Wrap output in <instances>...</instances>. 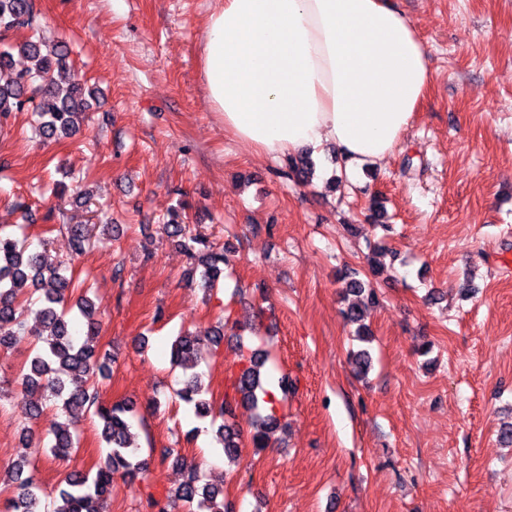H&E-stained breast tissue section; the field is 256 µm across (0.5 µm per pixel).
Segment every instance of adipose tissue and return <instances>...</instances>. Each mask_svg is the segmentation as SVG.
<instances>
[{
    "instance_id": "obj_1",
    "label": "adipose tissue",
    "mask_w": 512,
    "mask_h": 512,
    "mask_svg": "<svg viewBox=\"0 0 512 512\" xmlns=\"http://www.w3.org/2000/svg\"><path fill=\"white\" fill-rule=\"evenodd\" d=\"M201 71L226 131L279 157L339 149L385 161L433 74L417 25L388 0H221Z\"/></svg>"
}]
</instances>
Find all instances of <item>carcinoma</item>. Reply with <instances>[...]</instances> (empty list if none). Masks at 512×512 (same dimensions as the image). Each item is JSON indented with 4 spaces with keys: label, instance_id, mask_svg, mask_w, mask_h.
I'll list each match as a JSON object with an SVG mask.
<instances>
[{
    "label": "carcinoma",
    "instance_id": "1",
    "mask_svg": "<svg viewBox=\"0 0 512 512\" xmlns=\"http://www.w3.org/2000/svg\"><path fill=\"white\" fill-rule=\"evenodd\" d=\"M37 24L33 0H0V31L33 29ZM16 52L27 61L20 69L13 65ZM0 70L10 71L9 80L0 83L1 121L14 112L31 111L46 139L68 138L79 130L89 109L87 87L69 62L66 43L48 45L28 38L0 51ZM287 164L289 173L300 182L307 183L313 176L315 164L308 155L290 156ZM162 229L167 236L179 239V245L190 256L192 272L199 273L196 283L213 291L228 262L224 251L213 249L206 237L192 233L178 214L170 215ZM68 233L71 256L52 265L31 247L26 236L0 228V353L11 350V336L16 329L35 337L34 348L15 384L22 393L42 390L61 410L63 419L51 431L48 457L62 461L78 447L81 413H90L102 422L101 437L108 451L93 474H65V487L54 498L35 480V465L27 458L16 460L6 472L0 471V484H14L18 489L17 494L4 499V512H105L114 477L133 481L149 471V461L140 457V449L133 446V419L137 413L134 403L121 400L108 406L101 400L98 378L108 376L111 357L108 353L97 356L89 344V339L99 334L101 321L87 294L70 305L75 289L72 264L86 252L91 241L83 224L69 225ZM343 278L348 280V294L358 298L366 293L375 299L374 290L363 281L348 273ZM27 284L33 287L32 291H25ZM31 304L38 305V324L33 328L28 327L25 318ZM74 309L85 320L84 338L75 332L70 317ZM219 339L217 330L182 332L172 342L170 356L173 364L189 372L177 397L192 406L196 418L209 417L211 423L218 424L216 432L223 440L224 458L236 466L241 433L224 420V414L231 413L234 401L248 404L255 411L250 442L259 451L269 447L273 429L281 424L278 410L287 399L288 380L273 382L264 371L265 354L253 350L241 356L238 372L231 376L232 393L216 401L196 367L201 347L207 343L217 345ZM167 461L186 472L179 486L169 491L168 499L182 502L185 512H233L232 504L224 498V489L203 481L201 464L187 463L172 448L161 454V462Z\"/></svg>",
    "mask_w": 512,
    "mask_h": 512
}]
</instances>
